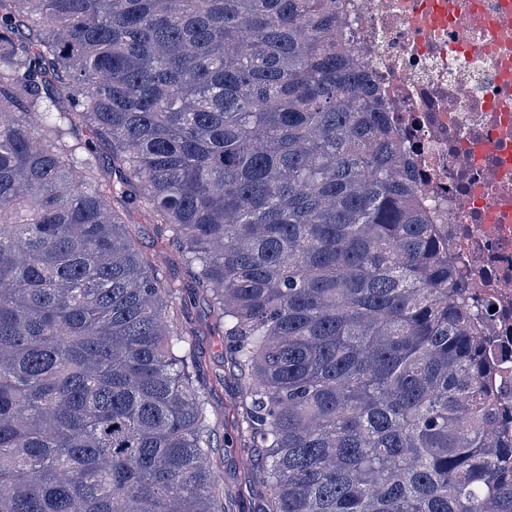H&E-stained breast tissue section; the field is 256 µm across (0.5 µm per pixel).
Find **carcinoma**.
I'll use <instances>...</instances> for the list:
<instances>
[{
    "label": "carcinoma",
    "instance_id": "cac0c4a2",
    "mask_svg": "<svg viewBox=\"0 0 512 512\" xmlns=\"http://www.w3.org/2000/svg\"><path fill=\"white\" fill-rule=\"evenodd\" d=\"M342 24L0 0V512H224L192 332L116 200L209 294L263 512H512L478 303Z\"/></svg>",
    "mask_w": 512,
    "mask_h": 512
}]
</instances>
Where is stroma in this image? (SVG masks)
Wrapping results in <instances>:
<instances>
[{"mask_svg":"<svg viewBox=\"0 0 512 512\" xmlns=\"http://www.w3.org/2000/svg\"><path fill=\"white\" fill-rule=\"evenodd\" d=\"M136 249L146 264L155 266L162 287L174 289L186 304L177 310V321L194 337L191 353L196 369L193 380L209 396L213 427L211 462L223 477L226 512H263L264 500L250 491L236 447L240 433V385L231 363L224 357V339L206 292L184 262L179 245L167 225L157 223L152 213L135 206L119 207Z\"/></svg>","mask_w":512,"mask_h":512,"instance_id":"stroma-1","label":"stroma"}]
</instances>
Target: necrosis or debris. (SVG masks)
Masks as SVG:
<instances>
[{
  "mask_svg": "<svg viewBox=\"0 0 512 512\" xmlns=\"http://www.w3.org/2000/svg\"><path fill=\"white\" fill-rule=\"evenodd\" d=\"M343 42L384 95L424 207L496 339L512 415V0H343Z\"/></svg>",
  "mask_w": 512,
  "mask_h": 512,
  "instance_id": "1",
  "label": "necrosis or debris"
}]
</instances>
